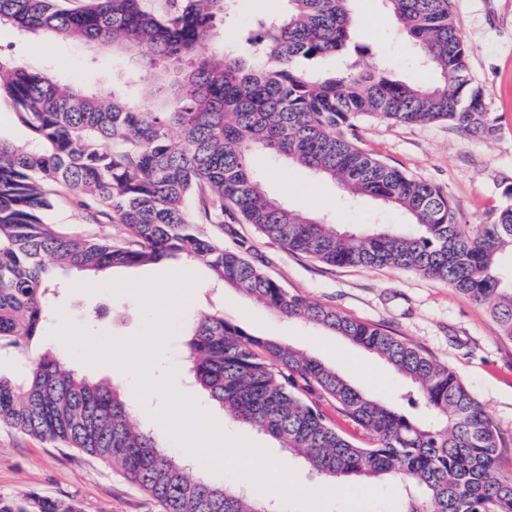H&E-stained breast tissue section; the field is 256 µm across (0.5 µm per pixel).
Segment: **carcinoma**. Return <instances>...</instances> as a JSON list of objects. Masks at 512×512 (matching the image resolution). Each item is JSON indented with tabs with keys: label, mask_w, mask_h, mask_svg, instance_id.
I'll use <instances>...</instances> for the list:
<instances>
[{
	"label": "carcinoma",
	"mask_w": 512,
	"mask_h": 512,
	"mask_svg": "<svg viewBox=\"0 0 512 512\" xmlns=\"http://www.w3.org/2000/svg\"><path fill=\"white\" fill-rule=\"evenodd\" d=\"M232 0H0V25L123 53L134 59L124 85L154 87L130 99L61 84L0 55V95L32 138H0V346L21 352L52 314L60 283L52 268L99 273L184 258L263 303L348 338L414 388L425 417L407 416L354 388L319 360L253 336L219 313L187 324L181 359L193 384L232 422L266 434L321 480L395 476L397 512H512V473L499 471L502 438L472 392L447 365L380 327L281 288L206 224L239 220L268 240L338 267L417 272L487 306L512 341V205L472 232L436 187L358 146L362 116L391 124L446 121L490 134L482 90L472 82L451 0H383L395 27L436 77L410 85L365 69L369 47L354 41L357 0H282L259 15L222 53L203 52ZM339 76L316 68L331 55ZM299 165L404 212L406 224L367 233L294 210L263 188L258 153ZM70 193L103 240L43 221L51 188ZM332 404L366 431L357 446L324 411ZM0 424L48 439L116 468L162 512H283L230 483L193 474L133 419L114 386L69 367L54 351L33 359L20 379L0 374ZM0 512H81L77 503L26 492L0 496Z\"/></svg>",
	"instance_id": "cac0c4a2"
}]
</instances>
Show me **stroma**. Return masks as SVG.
I'll use <instances>...</instances> for the list:
<instances>
[{
	"instance_id": "stroma-1",
	"label": "stroma",
	"mask_w": 512,
	"mask_h": 512,
	"mask_svg": "<svg viewBox=\"0 0 512 512\" xmlns=\"http://www.w3.org/2000/svg\"><path fill=\"white\" fill-rule=\"evenodd\" d=\"M452 5L459 35L469 50L472 81L483 89L486 110L495 120L493 133L467 136L444 122L399 125L366 116L357 121L355 135L359 146L377 158L439 188L456 208L461 223L475 228L494 223L499 210L512 204V0H453ZM280 7L279 0H236L207 52L222 50L254 17ZM357 8L369 17L361 36L372 46L366 66L389 68L397 79L408 83L429 81V74L416 63V47L394 27L381 0H359ZM0 53L27 69L51 73L59 82H77L90 89L111 87L113 77L127 62L123 55L45 35L27 36L7 26L0 27ZM258 175L266 191L290 208L329 215L334 223L351 229L407 221L404 213L377 200L347 199L337 185L298 166L267 158ZM44 220L75 233L107 232L63 193L54 194ZM206 231L225 247L246 246L248 260L288 292L389 330L453 368L500 431L504 444L500 466L512 472V342L501 336L486 306L444 282L411 271L326 265L264 239L252 224H210ZM174 271L195 274L198 286L155 367L162 373L175 367L174 384L181 394L199 395L177 361L185 322L201 312H220L225 320L253 335L290 345L336 368L358 390L412 414L406 399L408 382L397 378L384 363H377L372 375L360 374L358 361L365 357V350L320 326L268 310L215 281L194 262L116 268L111 278L136 281ZM57 278L65 290L55 309L74 326L115 337H132L141 331L144 316L133 292L79 290L76 274L62 270ZM224 431L248 439L276 461L288 464L302 488L318 489L306 468L289 459L274 439L236 424L225 425ZM23 490L75 501L82 512H160L154 500L117 471L0 425V496Z\"/></svg>"
}]
</instances>
